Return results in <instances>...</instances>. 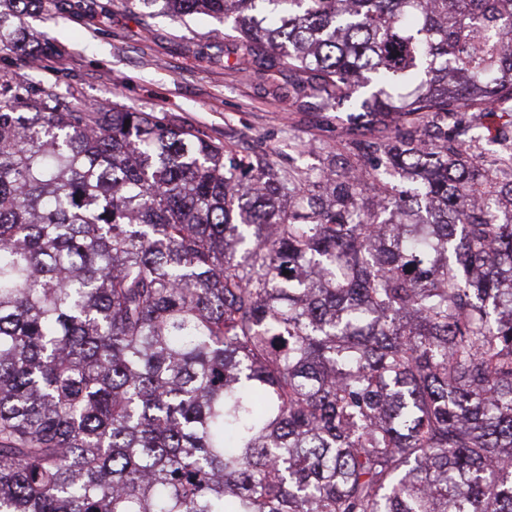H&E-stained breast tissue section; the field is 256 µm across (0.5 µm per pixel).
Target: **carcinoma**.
<instances>
[{"label": "carcinoma", "mask_w": 512, "mask_h": 512, "mask_svg": "<svg viewBox=\"0 0 512 512\" xmlns=\"http://www.w3.org/2000/svg\"><path fill=\"white\" fill-rule=\"evenodd\" d=\"M137 2L364 126L285 175L0 77V512H512V0Z\"/></svg>", "instance_id": "cac0c4a2"}]
</instances>
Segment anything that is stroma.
<instances>
[{
	"label": "stroma",
	"instance_id": "35a3bbf8",
	"mask_svg": "<svg viewBox=\"0 0 512 512\" xmlns=\"http://www.w3.org/2000/svg\"><path fill=\"white\" fill-rule=\"evenodd\" d=\"M24 42L46 40L54 51L27 60L0 52V72L69 96L74 106L120 103L140 112L176 115L244 154L269 155L280 169L318 171L336 141V115L281 102L287 73L248 76L227 61L230 25L192 15L159 14L142 23L137 0H92L83 10L45 17L31 7Z\"/></svg>",
	"mask_w": 512,
	"mask_h": 512
}]
</instances>
